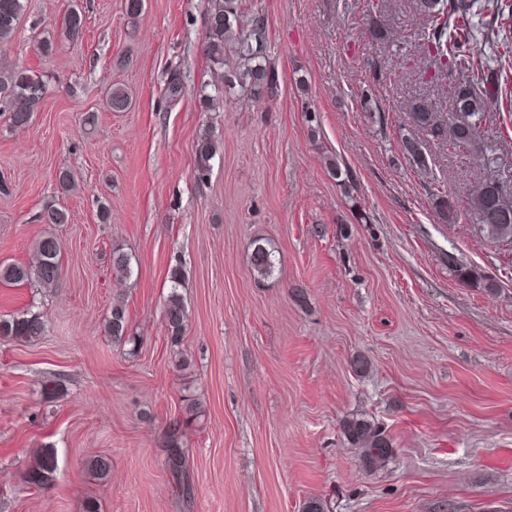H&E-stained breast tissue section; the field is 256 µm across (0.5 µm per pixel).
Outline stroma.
Returning a JSON list of instances; mask_svg holds the SVG:
<instances>
[{
    "label": "stroma",
    "mask_w": 512,
    "mask_h": 512,
    "mask_svg": "<svg viewBox=\"0 0 512 512\" xmlns=\"http://www.w3.org/2000/svg\"><path fill=\"white\" fill-rule=\"evenodd\" d=\"M410 2L390 0L392 44L369 34L371 0H238L265 19L278 90L206 112L200 88L220 83L203 47L208 0H144L135 17L126 0H24L0 69L32 71L46 91L27 127L0 112V263L32 264L52 234L62 278L0 281V317L34 305L47 319L38 341L0 339V512H84L90 499L99 512H302L312 497L329 512H512V248L434 206L441 190L464 204L480 177L512 192V112L482 123L493 164L430 140L426 165L403 155L404 102L448 103ZM73 5L85 17L74 40ZM115 84L127 111L105 103ZM367 88L382 122L362 107ZM206 129L219 148L201 178ZM49 206L68 223H42ZM258 238L276 258L265 280L250 268ZM116 247L129 277L112 271ZM452 256L496 292L459 281ZM176 266L189 392L205 408L181 437L188 501L164 452L186 392L163 321ZM116 302L136 353L103 330ZM348 416L386 430L391 461L361 467ZM44 448L57 469L40 489L23 475ZM94 456L111 459L108 480L86 472Z\"/></svg>",
    "instance_id": "1"
}]
</instances>
